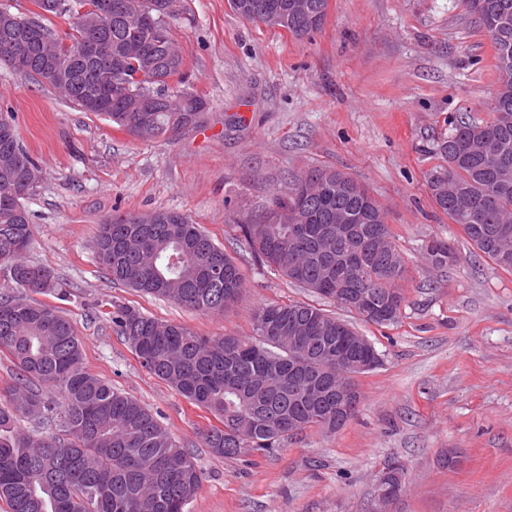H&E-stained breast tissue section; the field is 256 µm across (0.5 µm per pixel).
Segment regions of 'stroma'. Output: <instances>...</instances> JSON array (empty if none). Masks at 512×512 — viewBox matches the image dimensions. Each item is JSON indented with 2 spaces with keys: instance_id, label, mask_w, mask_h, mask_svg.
Listing matches in <instances>:
<instances>
[{
  "instance_id": "obj_1",
  "label": "stroma",
  "mask_w": 512,
  "mask_h": 512,
  "mask_svg": "<svg viewBox=\"0 0 512 512\" xmlns=\"http://www.w3.org/2000/svg\"><path fill=\"white\" fill-rule=\"evenodd\" d=\"M183 5L174 35L185 87L207 110L169 140H140L0 64V109L14 112L41 170L23 200L27 258L66 283L61 307L85 369L158 412L193 454L203 480L189 512H512V271L475 252L428 185L457 121L492 116L488 36L461 0H329L322 27L302 39L241 18L227 0ZM315 168L347 174L382 209L406 263L401 315L356 322L381 362L355 375L358 412L342 429L307 430L269 456L213 455L200 432L214 417L142 368L108 313L132 305L204 336L249 335L256 308L291 300L350 319L263 266L225 221L262 217L274 193ZM155 210L187 215L223 245L244 278L234 303L202 314L101 272L99 224ZM435 236L453 264L426 259ZM391 462L405 486L382 506L376 479Z\"/></svg>"
}]
</instances>
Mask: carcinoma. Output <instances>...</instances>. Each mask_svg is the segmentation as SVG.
Instances as JSON below:
<instances>
[{
	"mask_svg": "<svg viewBox=\"0 0 512 512\" xmlns=\"http://www.w3.org/2000/svg\"><path fill=\"white\" fill-rule=\"evenodd\" d=\"M105 22L88 12H63L65 0H34L40 12L0 27V63L30 74L40 54L69 43L71 61L53 85L73 107L89 112L88 98L112 97L105 116L142 140L171 139L198 125L206 102L185 89L171 90L166 77L182 78L185 59L171 32L183 0H145L149 16L137 18L140 0ZM266 0H228L242 18L288 31L301 39L318 30L328 0H278L288 10L259 15ZM495 50L498 88L493 118L460 121L440 144L448 166L429 175L433 202L462 227L471 245L496 266L512 269V237L492 245L498 231H512V0H463ZM68 21L60 35L50 18ZM37 26L42 42L22 64L10 49ZM102 51L85 57L86 40ZM150 70L155 97L146 101L117 86V72L132 62ZM0 272L30 293L66 300L55 272L30 263L33 232L25 208L8 193L27 195L35 184L25 169L38 168L18 139L14 114L0 113ZM345 215L347 226L336 225ZM261 262L314 293L336 299V289L355 294L351 309L367 323L389 325L404 301L397 288L404 261L385 217L369 193L348 175L315 168L270 199L262 219L233 220ZM98 264L112 280L143 295L167 298L203 314L235 301L243 276L233 257L200 225L172 211L128 213L99 226ZM432 264L455 261L447 242L426 246ZM116 333L141 366L190 404L222 422L201 436L218 456L270 455L282 442L310 428L336 430V387L352 386L354 369L336 372V328L354 326L305 302L268 304L251 317L248 336H203L158 320L130 305L112 311ZM0 352L9 356L15 383L0 392V505L4 512H188L202 473L157 413L112 387L83 366V344L57 306L33 298L0 295ZM28 418L48 426L37 435L16 423Z\"/></svg>",
	"mask_w": 512,
	"mask_h": 512,
	"instance_id": "cac0c4a2",
	"label": "carcinoma"
}]
</instances>
